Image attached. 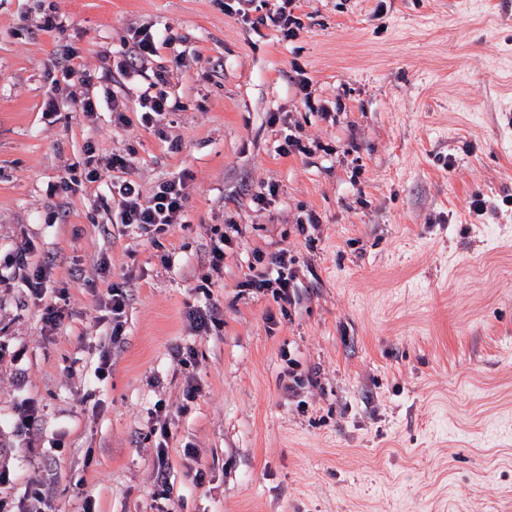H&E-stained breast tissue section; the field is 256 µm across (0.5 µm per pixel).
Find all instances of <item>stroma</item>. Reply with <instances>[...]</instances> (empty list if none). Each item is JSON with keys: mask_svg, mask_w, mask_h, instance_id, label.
I'll return each mask as SVG.
<instances>
[{"mask_svg": "<svg viewBox=\"0 0 512 512\" xmlns=\"http://www.w3.org/2000/svg\"><path fill=\"white\" fill-rule=\"evenodd\" d=\"M49 2L45 30L38 0H0V500L21 512L36 478L42 512L88 495L97 512H512V0ZM139 26L159 34L172 112L116 129L45 111L56 83L137 98L101 64ZM289 135L305 152L279 155ZM90 141L132 155L143 189L188 174L183 223L154 241L113 223L104 181L64 189ZM229 224L216 280L210 238ZM24 247L29 266L56 259L39 300L10 263ZM282 249L289 304L242 286ZM110 285L129 295L117 341L97 320ZM213 305L194 335L187 313ZM28 400L42 416L21 436Z\"/></svg>", "mask_w": 512, "mask_h": 512, "instance_id": "35a3bbf8", "label": "stroma"}]
</instances>
